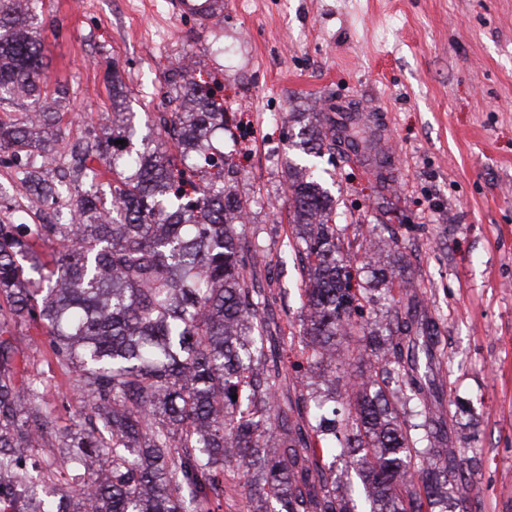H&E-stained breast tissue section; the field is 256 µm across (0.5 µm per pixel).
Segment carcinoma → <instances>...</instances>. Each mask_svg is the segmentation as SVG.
<instances>
[{
  "label": "carcinoma",
  "instance_id": "carcinoma-1",
  "mask_svg": "<svg viewBox=\"0 0 512 512\" xmlns=\"http://www.w3.org/2000/svg\"><path fill=\"white\" fill-rule=\"evenodd\" d=\"M27 0H0V166L29 184L41 207L30 223L0 207V512H216L228 469L262 492L249 512H472L477 460L457 448L432 407L437 327L408 284L384 268L391 305L377 327L359 324L374 303L353 281L361 256L396 244L343 242L336 201L315 174L288 185V221L302 273L298 342L308 368L288 377L277 297L245 247L248 201L211 141L224 105L174 72L167 111L141 135L112 71V129L70 145L84 187L43 178L38 136L46 111L45 41ZM25 105L26 118L7 108ZM299 147L319 158L336 143H371L352 116L323 115ZM110 176L112 206L98 185ZM37 325L57 363L76 375L82 407L60 433L42 403L43 379L17 371L12 328ZM362 346L343 344L354 328ZM343 376H336V370ZM58 442L55 471L103 475L73 491L49 486L22 454ZM344 473H337V463Z\"/></svg>",
  "mask_w": 512,
  "mask_h": 512
}]
</instances>
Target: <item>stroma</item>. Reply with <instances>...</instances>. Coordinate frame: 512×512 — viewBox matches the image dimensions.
<instances>
[{
	"instance_id": "35a3bbf8",
	"label": "stroma",
	"mask_w": 512,
	"mask_h": 512,
	"mask_svg": "<svg viewBox=\"0 0 512 512\" xmlns=\"http://www.w3.org/2000/svg\"><path fill=\"white\" fill-rule=\"evenodd\" d=\"M51 84L66 96L49 138L111 129L107 65L118 62L135 112L164 111L166 78L197 65L224 85L238 127L224 137L258 276L282 289L283 328H298L301 275L288 222L298 112L342 101L392 158L388 190L370 167L321 160L347 236L367 233L378 193L393 204L395 258L430 314L444 395L467 404L456 444L480 460L476 512H512V0H228L199 29L167 0H36ZM376 253L374 261L391 258ZM44 405L67 428L81 403L73 373L28 326L15 329Z\"/></svg>"
}]
</instances>
